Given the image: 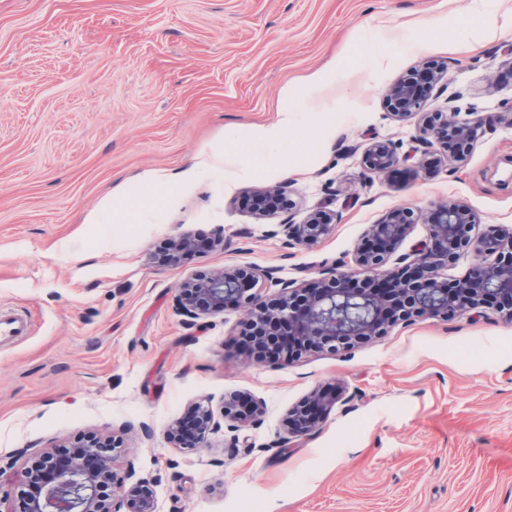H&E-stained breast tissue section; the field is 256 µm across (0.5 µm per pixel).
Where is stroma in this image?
<instances>
[{"mask_svg":"<svg viewBox=\"0 0 512 512\" xmlns=\"http://www.w3.org/2000/svg\"><path fill=\"white\" fill-rule=\"evenodd\" d=\"M360 31L368 107L318 161L296 141L304 174L228 189L206 171L135 234L86 223L138 173L186 167L228 127L273 123L285 89L309 99L313 73L343 85L332 63ZM414 41L440 47L409 50ZM381 57L390 70L376 69ZM429 63L449 77L425 111L454 96L489 117L464 161L423 155L414 126L390 116V84ZM510 99L512 0H0V305L34 324L0 348V512H16V476L36 454L91 433L118 436L114 471L148 478L157 512L252 501L262 512H512V321L487 308L259 362L237 346L244 310L191 321L174 305L185 280L227 266L300 285L350 271L368 225L398 207L462 202L475 233L512 225V128L490 119ZM375 141L409 161L366 172ZM283 184L295 221L319 206L340 215L312 248L273 235V219L246 204ZM180 235L204 246L168 264L163 246ZM334 386L347 403L315 434L288 438V409ZM232 392L263 401L257 426L223 422L193 451L167 443L192 403L218 414Z\"/></svg>","mask_w":512,"mask_h":512,"instance_id":"stroma-1","label":"stroma"}]
</instances>
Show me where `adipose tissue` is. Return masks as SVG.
Masks as SVG:
<instances>
[{"label": "adipose tissue", "instance_id": "obj_1", "mask_svg": "<svg viewBox=\"0 0 512 512\" xmlns=\"http://www.w3.org/2000/svg\"><path fill=\"white\" fill-rule=\"evenodd\" d=\"M363 40V35H356L334 61L335 67L345 76V86H336L321 74L310 78L316 107L313 117H306L292 91H284L275 123L245 131H226L223 143L202 149L181 173L151 170L136 175L130 184L103 197L96 209L86 216V223H142L150 210L171 206L176 193L190 188L204 170H223L229 183L243 178H261L273 171L286 177L297 174V167L284 159L291 135L311 125L316 130L318 145L333 146L349 129L352 120L351 113L335 111L337 99L351 89L356 93L355 105L362 110L367 107L366 99L358 93L359 87L366 82V74L357 64L358 49ZM245 140L251 143L253 155L239 153L238 146Z\"/></svg>", "mask_w": 512, "mask_h": 512}]
</instances>
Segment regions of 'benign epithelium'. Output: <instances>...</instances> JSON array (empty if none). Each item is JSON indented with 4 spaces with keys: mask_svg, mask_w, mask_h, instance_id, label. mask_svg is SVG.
<instances>
[{
    "mask_svg": "<svg viewBox=\"0 0 512 512\" xmlns=\"http://www.w3.org/2000/svg\"><path fill=\"white\" fill-rule=\"evenodd\" d=\"M443 71L426 68L396 79L388 98L392 116L398 121L419 118L417 140L426 146L438 145L446 155L461 159L477 139L485 119L460 117L458 107L446 112L421 111L424 97L442 79ZM410 160L399 157L387 142L377 141L361 155V164L372 174ZM286 190H257L250 196L251 209L259 216L285 201ZM337 214L315 208L297 224L293 218L276 225L275 235L288 242L313 247L334 229ZM417 217L395 208L369 228L354 252L349 272L326 270L310 287L275 276V270L261 273L250 267H227L219 273L200 274L186 280L175 296L176 308L196 319L224 311L229 304L250 309L248 330H266L268 339L283 348L286 360L319 350L338 351L369 341L387 327L415 317L463 316L492 308L512 319V227L490 226L484 235L471 231L478 223L475 213L463 204H443L424 217L429 235L414 245L411 255L389 259L406 239ZM194 247L187 237L168 242L165 261L176 264ZM472 252L478 262L472 271L454 280L448 291V265ZM277 287L266 300L255 291L260 278ZM344 390H316L308 400L288 410L286 428L293 437H307L323 424L331 408L342 401ZM262 413V403H247L235 395L224 397L223 418L238 428L254 425ZM209 407L198 403L180 421L165 431L167 441L178 448H194L220 428ZM116 443L91 435L66 455L57 451L39 454L21 473L23 512H112L111 498L100 496V487L117 481L113 470ZM125 512H156L143 478L131 483L125 493Z\"/></svg>",
    "mask_w": 512,
    "mask_h": 512,
    "instance_id": "benign-epithelium-1",
    "label": "benign epithelium"
}]
</instances>
